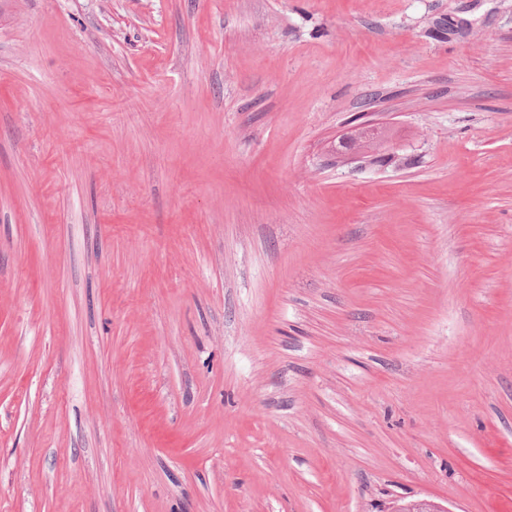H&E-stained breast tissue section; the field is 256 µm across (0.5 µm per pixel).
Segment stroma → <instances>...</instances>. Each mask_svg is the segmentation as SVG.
I'll list each match as a JSON object with an SVG mask.
<instances>
[{"mask_svg":"<svg viewBox=\"0 0 512 512\" xmlns=\"http://www.w3.org/2000/svg\"><path fill=\"white\" fill-rule=\"evenodd\" d=\"M418 499L512 512V0H0V512ZM389 133L386 127L377 126L373 123H362L353 126L339 141L338 147H336V158L342 156H349L351 158L365 157L358 147V139L372 143L379 148L389 142Z\"/></svg>","mask_w":512,"mask_h":512,"instance_id":"35a3bbf8","label":"stroma"}]
</instances>
